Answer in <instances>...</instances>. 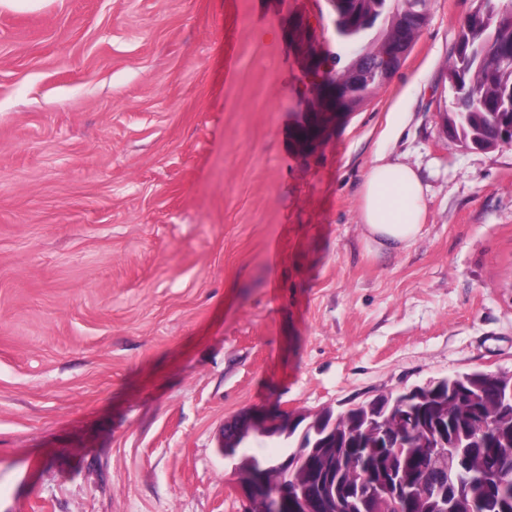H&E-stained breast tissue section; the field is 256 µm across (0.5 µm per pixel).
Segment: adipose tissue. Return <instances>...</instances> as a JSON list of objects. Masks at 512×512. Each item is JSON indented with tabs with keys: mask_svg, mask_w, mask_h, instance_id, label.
<instances>
[{
	"mask_svg": "<svg viewBox=\"0 0 512 512\" xmlns=\"http://www.w3.org/2000/svg\"><path fill=\"white\" fill-rule=\"evenodd\" d=\"M358 217L367 247L399 251L413 246L426 218L424 186L416 171L377 156L360 183Z\"/></svg>",
	"mask_w": 512,
	"mask_h": 512,
	"instance_id": "adipose-tissue-1",
	"label": "adipose tissue"
}]
</instances>
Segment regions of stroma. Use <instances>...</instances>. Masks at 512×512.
Listing matches in <instances>:
<instances>
[{"label":"stroma","instance_id":"1","mask_svg":"<svg viewBox=\"0 0 512 512\" xmlns=\"http://www.w3.org/2000/svg\"><path fill=\"white\" fill-rule=\"evenodd\" d=\"M475 5L302 152L330 0H0V512H243V411L512 372V146L441 114ZM379 153L425 187L401 252L360 236Z\"/></svg>","mask_w":512,"mask_h":512}]
</instances>
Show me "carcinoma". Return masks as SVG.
<instances>
[{
  "mask_svg": "<svg viewBox=\"0 0 512 512\" xmlns=\"http://www.w3.org/2000/svg\"><path fill=\"white\" fill-rule=\"evenodd\" d=\"M429 0H343L336 35L357 47L349 66L368 73L382 65L381 42L399 36L408 15L421 26ZM512 0H480L465 17L448 67L444 121L464 147L488 149L512 126ZM297 445L277 456H239L238 478L254 462L286 459L319 500L352 499L381 488L374 512H512V374L494 371L433 378L406 392L375 396L309 422Z\"/></svg>",
  "mask_w": 512,
  "mask_h": 512,
  "instance_id": "1",
  "label": "carcinoma"
}]
</instances>
